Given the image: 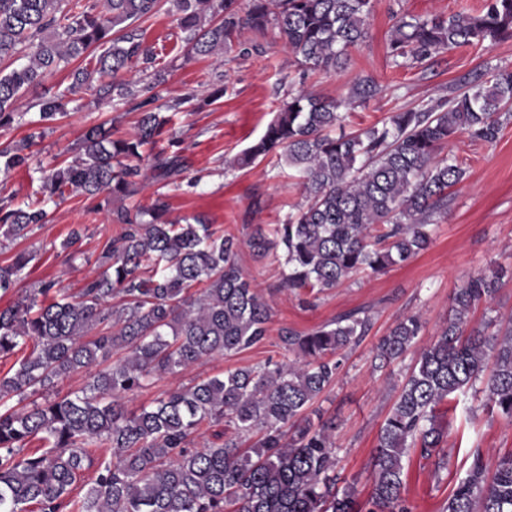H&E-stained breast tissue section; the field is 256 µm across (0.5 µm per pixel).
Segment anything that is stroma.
<instances>
[{"label":"stroma","instance_id":"stroma-1","mask_svg":"<svg viewBox=\"0 0 512 512\" xmlns=\"http://www.w3.org/2000/svg\"><path fill=\"white\" fill-rule=\"evenodd\" d=\"M482 0H372V16L365 42L352 50L346 68L311 72L284 50L277 32L260 37L242 32L223 63L212 58L187 56L182 33L168 0L145 23L146 43L156 51L155 67L165 75L158 86L156 102L162 116L171 120L176 150L184 171L177 184L151 182L138 198L148 201L154 191L168 194L175 217L206 215L215 227L245 236L248 225L264 227L283 223L303 206L305 199L292 171L270 154L251 169H238L234 157L257 140L279 106L299 90L309 89L326 97L346 92L361 79L371 80L376 90L366 102L346 111L345 131L363 128L407 108L433 106L447 100L452 88L475 75L495 68L512 69V41L485 48L480 46L450 50L432 60L395 64L388 54L391 12L415 16L447 15L462 9H478ZM224 72V94L210 101L213 71ZM68 69L48 76L37 91L27 92L17 103L20 114L11 127L0 129V142H17L32 132L38 118L37 95L53 94L58 84L67 83ZM187 95L202 100L199 108L177 106ZM139 113L130 100L99 99L95 90L80 91L69 106L68 115L50 125L44 137L31 148L33 168L0 173V199L15 197L22 202L38 189L36 163L66 159L76 153L84 130L105 124L114 135L131 132ZM452 150L463 159L466 175L450 190L446 217L436 224L429 247L408 263L382 273L365 270L341 287L320 294L314 306H302L294 294L280 288L284 265L254 260L249 250H241L238 261L255 279L272 307L269 339L265 345L241 353L205 361L179 376H165L143 389L136 404H151L178 384H187L224 371L261 365L266 359L288 361L280 348L278 331L290 327L310 330L338 313L365 307L373 326L363 342L347 351L336 381L318 398L316 408L335 416L337 470L356 477L360 497L371 486V453L376 446L381 423L387 416L396 387L414 362L406 356L402 363L376 368L373 349L397 320L420 314L424 337H431L443 325L451 310L452 295L471 275L487 273L497 266H512V123L504 126L496 144L457 141ZM263 207L253 211V198ZM48 221L31 228L20 239L0 236V264L10 262L19 252L31 260L13 292L0 297L7 307L26 290L55 282L63 292L76 294L84 282L101 275L104 235L119 232L108 210L96 208L94 200L72 194L58 203H47ZM80 230L77 252L62 250L61 242L71 230ZM447 450L451 473L443 480L434 477L435 464L418 454L405 463L406 497L412 512H440L456 478L464 475L466 459L481 448L488 462L500 452L512 450V422L489 410L480 395L460 396L455 410L445 414Z\"/></svg>","mask_w":512,"mask_h":512}]
</instances>
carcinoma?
I'll use <instances>...</instances> for the list:
<instances>
[{"instance_id": "cac0c4a2", "label": "carcinoma", "mask_w": 512, "mask_h": 512, "mask_svg": "<svg viewBox=\"0 0 512 512\" xmlns=\"http://www.w3.org/2000/svg\"><path fill=\"white\" fill-rule=\"evenodd\" d=\"M187 52L211 57L231 50L238 33L274 28L284 48L309 68L334 71L366 39L371 0H171ZM159 0H0V62L27 47L26 65L0 70V128L30 89L82 59L71 81L37 102L38 123L64 118L73 95L96 87L102 98L135 96L124 75L146 73L154 53L142 23ZM512 40V0H483L477 11L447 16L391 15L393 60L422 63L453 48L491 47ZM363 80L336 98L301 90L276 113L263 135L235 159L253 166L280 152L295 172L306 206L271 230L257 224L248 238L216 229L202 215L169 218L157 193L148 204L120 206L106 236L101 277L68 296L46 283L0 309V512H412L404 495V458H437L435 478L448 469L447 432L439 405L470 389L512 421V316L470 323L491 305L512 268L477 274L455 291L452 316L425 346L418 314L399 320L375 346L383 368L419 348L414 367L382 424L372 456V484L359 502L355 482L336 476V419L306 413L336 379L345 352L372 327L365 310L342 313L307 332L282 327L288 363L227 370L223 377L169 391L150 405L128 407L157 377L262 345L271 306L241 267L246 246L257 260L284 257L280 287L318 295L362 270L381 272L427 248L435 218L448 211V189L465 169L442 155L459 137L491 145L512 122V70L458 86L448 107L410 108L354 132L338 133L348 103L365 98ZM141 109L136 131L112 137L102 124L85 129L77 155L43 171L41 198L0 204V235L18 239L44 224L47 201L73 192L90 199L136 195L152 171L182 172L164 151L143 158L142 147L166 133L167 120ZM43 132L22 146L0 147L6 171L24 167ZM29 258L0 265V293L13 290ZM29 353L17 357L25 345ZM123 353L106 366L112 355ZM90 373L81 391L50 396L59 379ZM224 426V441L190 444L205 427ZM259 438L248 448L245 434ZM33 440L40 449L26 452ZM442 512H512V452L494 472L480 449L443 502Z\"/></svg>"}]
</instances>
